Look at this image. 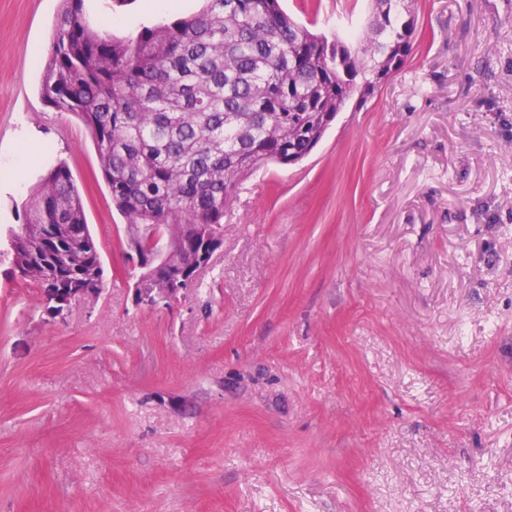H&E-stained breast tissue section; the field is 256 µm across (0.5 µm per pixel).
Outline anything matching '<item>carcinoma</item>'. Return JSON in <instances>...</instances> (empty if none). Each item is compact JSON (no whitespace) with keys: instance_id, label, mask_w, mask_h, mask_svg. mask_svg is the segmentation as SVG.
I'll list each match as a JSON object with an SVG mask.
<instances>
[{"instance_id":"obj_1","label":"carcinoma","mask_w":512,"mask_h":512,"mask_svg":"<svg viewBox=\"0 0 512 512\" xmlns=\"http://www.w3.org/2000/svg\"><path fill=\"white\" fill-rule=\"evenodd\" d=\"M46 50L41 93L86 126L116 208L132 231L191 227L189 266L224 223V208L255 166L287 164L288 147L321 137L366 82L397 72L415 51L405 0L352 35L338 68L320 37L280 0H205L196 14L131 37L87 24L83 0H64ZM236 3L237 8L227 6ZM12 278L40 288L103 287L83 199L60 162L25 209Z\"/></svg>"}]
</instances>
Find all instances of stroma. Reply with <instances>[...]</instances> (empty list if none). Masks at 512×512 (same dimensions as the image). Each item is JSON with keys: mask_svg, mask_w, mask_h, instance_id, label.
<instances>
[{"mask_svg": "<svg viewBox=\"0 0 512 512\" xmlns=\"http://www.w3.org/2000/svg\"><path fill=\"white\" fill-rule=\"evenodd\" d=\"M83 13L116 36L201 0ZM281 0L315 32L371 0ZM63 0H0V512H512V0H413L412 58L295 165L245 176L223 248L140 308L81 120L41 94ZM65 162L104 291L66 319L9 275Z\"/></svg>", "mask_w": 512, "mask_h": 512, "instance_id": "35a3bbf8", "label": "stroma"}]
</instances>
